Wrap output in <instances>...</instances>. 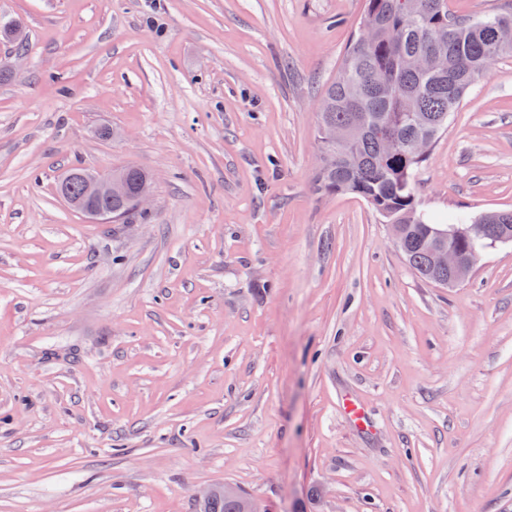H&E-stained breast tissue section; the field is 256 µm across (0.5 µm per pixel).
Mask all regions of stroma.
I'll use <instances>...</instances> for the list:
<instances>
[{
  "instance_id": "35a3bbf8",
  "label": "stroma",
  "mask_w": 512,
  "mask_h": 512,
  "mask_svg": "<svg viewBox=\"0 0 512 512\" xmlns=\"http://www.w3.org/2000/svg\"><path fill=\"white\" fill-rule=\"evenodd\" d=\"M363 6L0 0L29 43L0 42V512H195L224 482L270 512H512V244L441 288L313 191ZM127 164L153 195L119 223L55 193ZM417 198L512 209V57Z\"/></svg>"
}]
</instances>
